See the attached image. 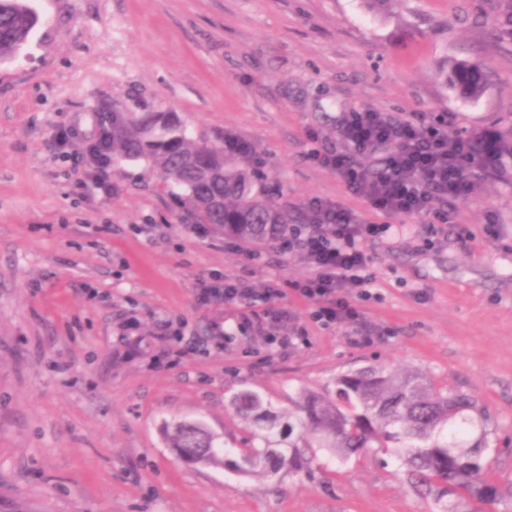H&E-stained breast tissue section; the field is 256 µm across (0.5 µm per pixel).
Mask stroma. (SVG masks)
Returning <instances> with one entry per match:
<instances>
[{
  "label": "stroma",
  "mask_w": 512,
  "mask_h": 512,
  "mask_svg": "<svg viewBox=\"0 0 512 512\" xmlns=\"http://www.w3.org/2000/svg\"><path fill=\"white\" fill-rule=\"evenodd\" d=\"M29 4L34 33L0 62V512H429L377 448L268 480L185 464L164 437L196 421L245 447L237 393L292 412L301 391L335 395L367 366L474 395L512 487L511 157L450 223L365 239L373 296L359 322L325 328L293 291L305 258L196 235L150 163L108 167L105 190L94 155L112 113L170 111L195 139L252 143L278 203L323 198L387 223L312 150L366 106L512 134L506 0H395L384 16L363 0ZM461 61L485 74L478 99L438 75ZM224 278L282 289L280 341L236 330L237 306L197 302L200 281Z\"/></svg>",
  "instance_id": "1"
}]
</instances>
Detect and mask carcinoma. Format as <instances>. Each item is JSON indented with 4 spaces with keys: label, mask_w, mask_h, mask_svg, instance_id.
<instances>
[{
    "label": "carcinoma",
    "mask_w": 512,
    "mask_h": 512,
    "mask_svg": "<svg viewBox=\"0 0 512 512\" xmlns=\"http://www.w3.org/2000/svg\"><path fill=\"white\" fill-rule=\"evenodd\" d=\"M37 23L28 0H0V61L28 44ZM442 76L466 99L484 91V74L473 64L457 63ZM233 138L222 132L210 142L198 141L172 112H146L137 119L112 113V162L149 160L195 223L248 245L276 244L300 219L267 194L253 144L243 140L240 150L224 147ZM232 407L251 429L248 447L223 448L204 425L190 421L167 428L170 446L192 464L271 479L284 470H310L319 451L344 465L377 446L402 462L411 486L429 499L430 512H477V506L504 498L490 472L477 400L437 388L419 372H349L337 378L333 398L302 391L295 414L274 410L251 391L236 394Z\"/></svg>",
    "instance_id": "obj_1"
}]
</instances>
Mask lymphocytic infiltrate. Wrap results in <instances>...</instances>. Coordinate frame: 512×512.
<instances>
[{
  "label": "lymphocytic infiltrate",
  "mask_w": 512,
  "mask_h": 512,
  "mask_svg": "<svg viewBox=\"0 0 512 512\" xmlns=\"http://www.w3.org/2000/svg\"><path fill=\"white\" fill-rule=\"evenodd\" d=\"M337 136L340 147L315 152V161L372 210L392 218L448 223L449 208L472 199L476 177L501 169L497 130L452 135L441 116L415 113L398 119L365 107L343 117ZM379 150L384 153L380 168L368 171L363 157ZM307 210L308 223L293 226L279 245L283 252L302 253L313 267L295 291L322 326L358 321L357 301L374 283L362 242L388 227L365 222L331 201L313 200Z\"/></svg>",
  "instance_id": "f902f5d3"
}]
</instances>
